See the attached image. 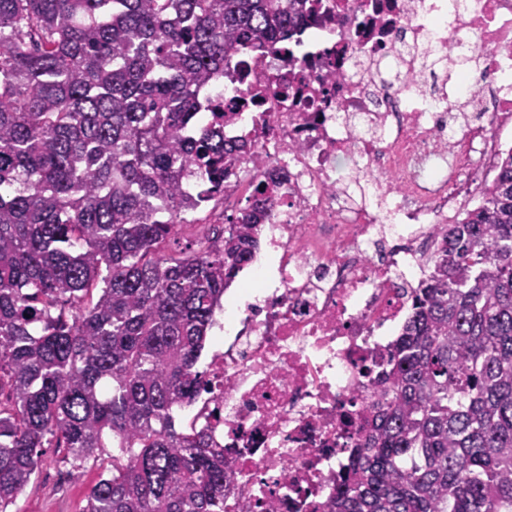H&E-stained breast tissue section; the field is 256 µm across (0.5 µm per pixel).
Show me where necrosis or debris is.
Returning <instances> with one entry per match:
<instances>
[{
	"label": "necrosis or debris",
	"instance_id": "1",
	"mask_svg": "<svg viewBox=\"0 0 512 512\" xmlns=\"http://www.w3.org/2000/svg\"><path fill=\"white\" fill-rule=\"evenodd\" d=\"M224 69L205 122L249 143L224 196L260 175L271 215L190 423L224 448V512H311L438 228L512 151V0H318L277 51Z\"/></svg>",
	"mask_w": 512,
	"mask_h": 512
}]
</instances>
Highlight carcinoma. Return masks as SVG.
<instances>
[{
    "instance_id": "1",
    "label": "carcinoma",
    "mask_w": 512,
    "mask_h": 512,
    "mask_svg": "<svg viewBox=\"0 0 512 512\" xmlns=\"http://www.w3.org/2000/svg\"><path fill=\"white\" fill-rule=\"evenodd\" d=\"M315 0H0V512L43 449L99 465L81 512H224V449L176 414L224 292L269 216L260 176L228 224L199 90L273 52ZM483 203L439 228L429 274L331 499L313 512H512V151ZM120 454L103 459L107 442Z\"/></svg>"
}]
</instances>
